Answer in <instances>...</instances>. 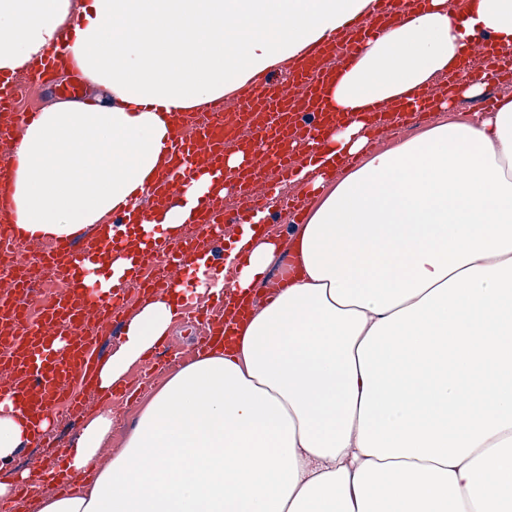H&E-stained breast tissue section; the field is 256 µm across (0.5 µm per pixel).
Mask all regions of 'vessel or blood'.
Listing matches in <instances>:
<instances>
[{"instance_id":"1","label":"vessel or blood","mask_w":512,"mask_h":512,"mask_svg":"<svg viewBox=\"0 0 512 512\" xmlns=\"http://www.w3.org/2000/svg\"><path fill=\"white\" fill-rule=\"evenodd\" d=\"M396 2L377 0L373 20L350 22L336 40L285 63L280 76L265 74L236 91L234 104L210 109L204 124H197L192 113H175V131L168 143L173 163L150 189L141 220L153 219L173 206L177 185L204 172L220 186L234 180L239 199L236 209L217 205L196 214L194 222L207 242L217 243L214 229L244 223L251 211L265 207L269 198L278 195L280 182L303 168L304 145L318 143L321 131L340 120L326 92L335 83L339 67L353 61L366 41L379 37L398 20ZM437 96L431 90L404 101L398 109L419 117L433 110ZM233 143L245 160L230 172L224 166V147ZM267 168L277 172V180L263 181ZM196 247V240L182 236L147 238L142 252L143 261L152 266L147 287H169L185 270ZM98 248L93 235L54 246L49 266L70 286L47 298L37 316L28 315L18 300L32 291L26 269H19L12 286L0 291V349L7 355L0 361V390L8 389L31 412H43L52 403L82 407L69 383L82 377L99 357L96 339L85 327L91 323L106 328L126 311L125 288L96 298L74 281L76 266L92 260ZM62 337L67 340L63 347L57 344Z\"/></svg>"}]
</instances>
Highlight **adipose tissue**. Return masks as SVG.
<instances>
[{
    "instance_id": "obj_1",
    "label": "adipose tissue",
    "mask_w": 512,
    "mask_h": 512,
    "mask_svg": "<svg viewBox=\"0 0 512 512\" xmlns=\"http://www.w3.org/2000/svg\"><path fill=\"white\" fill-rule=\"evenodd\" d=\"M374 0H0V73L61 49L59 77L89 82L25 127L0 187L16 233L80 235L133 206L170 165L169 113L233 93L334 40ZM512 48V0H447L404 18L328 91L352 122L328 130L297 174L320 198L288 244L243 225L227 267L243 298L274 267L284 287L254 307L232 346L176 367L150 393L119 453L112 418L88 417L63 468L94 472L26 512H512V95L475 119L438 123L335 180L362 152L365 108L393 107L458 73L476 36ZM202 178L160 229L210 202ZM151 224L100 247L83 284L126 281ZM183 285L145 297L99 391L166 336ZM52 415L0 398V497L10 465Z\"/></svg>"
}]
</instances>
